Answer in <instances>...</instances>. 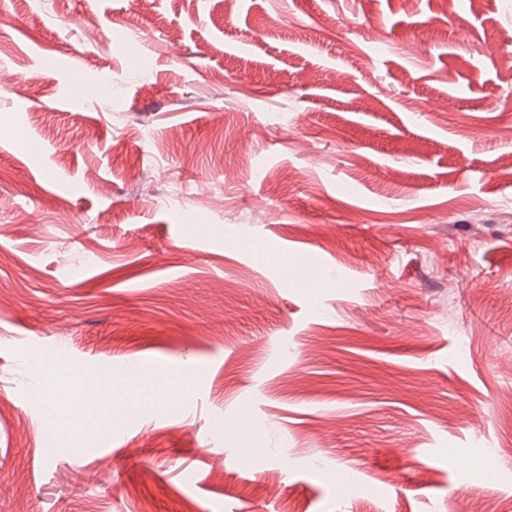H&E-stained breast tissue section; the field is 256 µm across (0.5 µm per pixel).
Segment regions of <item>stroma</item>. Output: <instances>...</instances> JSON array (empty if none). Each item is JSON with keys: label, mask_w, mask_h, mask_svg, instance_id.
Wrapping results in <instances>:
<instances>
[{"label": "stroma", "mask_w": 512, "mask_h": 512, "mask_svg": "<svg viewBox=\"0 0 512 512\" xmlns=\"http://www.w3.org/2000/svg\"><path fill=\"white\" fill-rule=\"evenodd\" d=\"M80 377L121 401L70 458ZM489 498L512 0H0V512Z\"/></svg>", "instance_id": "obj_1"}]
</instances>
